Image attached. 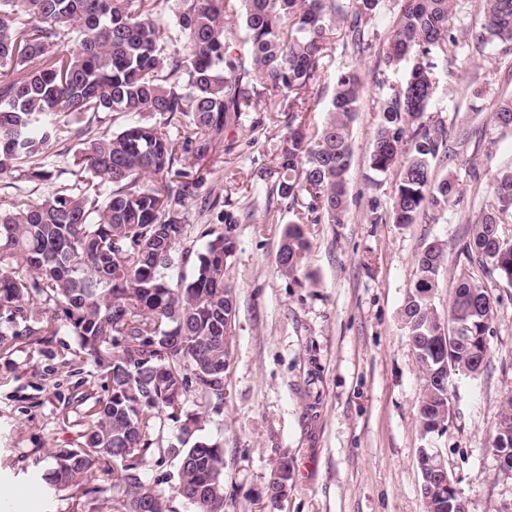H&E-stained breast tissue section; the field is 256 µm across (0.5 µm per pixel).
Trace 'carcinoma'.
<instances>
[{
  "label": "carcinoma",
  "mask_w": 512,
  "mask_h": 512,
  "mask_svg": "<svg viewBox=\"0 0 512 512\" xmlns=\"http://www.w3.org/2000/svg\"><path fill=\"white\" fill-rule=\"evenodd\" d=\"M173 2L174 27L157 7ZM0 0V173L25 163L19 176L44 177L48 147L69 139L61 113L144 114L118 133L97 132L73 154L76 180L37 204L0 208V310L25 321L39 302L51 316L37 334L65 330L99 369L105 392L86 411L76 448L51 456L46 478L55 491L75 490L76 512H172L147 479L151 465L178 462L171 496L195 512H224V451L207 440L190 448L164 445V423L184 435L201 430L182 400L195 390L224 400V315L236 301L225 278L233 242L218 234L196 254L191 275L167 274L185 232L186 198L203 177L179 156L203 159L239 129L256 106L315 84L332 19L346 22L358 49L377 0ZM479 45L512 43V0H482ZM454 0H406L384 63H411L405 79L380 102L370 165L398 168L392 218L414 224L424 209L458 193L453 174L432 179V165L452 152L442 123L428 114L434 55L454 43ZM180 50L168 52L171 42ZM364 86L347 71L336 77L328 118L311 138L298 123L304 103H288V136L275 184L293 205H306L313 224H342L347 214L351 130ZM157 177L160 184L145 182ZM512 219V167L495 180L492 202L471 225L461 255L448 320L431 297L447 265L433 241L418 257L413 291L403 307L409 346L421 366L418 415L424 433L446 430L449 379L486 371L498 301L488 284L512 287V241L498 225ZM308 249L290 224L277 255L282 272L298 271ZM491 454L512 472V395L492 434ZM425 512H467L457 491L420 483Z\"/></svg>",
  "instance_id": "obj_1"
}]
</instances>
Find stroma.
Instances as JSON below:
<instances>
[{
  "mask_svg": "<svg viewBox=\"0 0 512 512\" xmlns=\"http://www.w3.org/2000/svg\"><path fill=\"white\" fill-rule=\"evenodd\" d=\"M403 4L378 0L362 52L343 27H333L322 77L303 93L312 132L327 118L338 74L356 71L365 87L352 127L346 221L304 226L309 248L295 275L276 264L285 229L304 213L278 195L273 176L288 133L287 102L244 113L230 149L200 161L183 157L185 166L207 172L203 190L216 201L206 209L187 200L184 247L203 251L207 228L229 233L234 243L226 271L236 295L226 395L217 408L196 393L185 404L204 415L198 438L224 450V512H423L422 448L441 449L468 512H502L512 503V474L498 472L488 451L512 393V288L492 289L498 306L488 369L477 380L453 377L448 425L439 435L419 429L423 380L401 320L416 259L433 241L448 256L433 297L438 314H446L465 266L459 249L498 172L512 166V126L492 118L498 103L512 99V44L476 45L481 2L455 0L449 23L456 42L437 60L430 112L455 150L435 162L434 176L454 175L460 193L444 208L425 210L418 223H370L371 208L391 211L399 178L395 170L373 171L370 154L382 82L398 78L382 58ZM82 146L79 138L50 146L43 179L0 174V205L51 198L73 182L70 158ZM35 327L11 323L13 348L0 350V487L13 492L0 500V512H72L69 492L50 493L42 475L52 455L77 446L89 401L101 389L87 381L93 362L60 365L56 351L74 345L73 337L46 343ZM283 459L288 490L273 505L267 486Z\"/></svg>",
  "mask_w": 512,
  "mask_h": 512,
  "instance_id": "stroma-1",
  "label": "stroma"
}]
</instances>
